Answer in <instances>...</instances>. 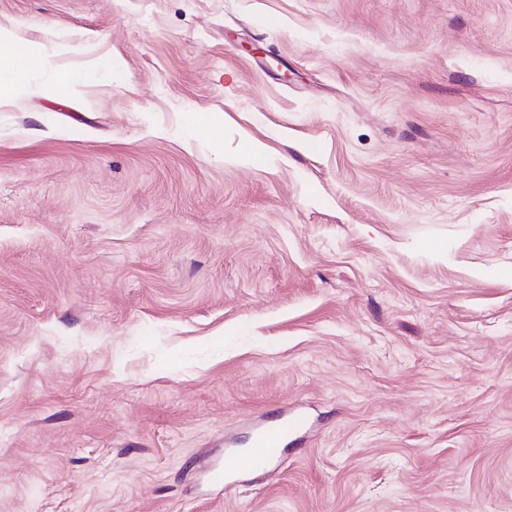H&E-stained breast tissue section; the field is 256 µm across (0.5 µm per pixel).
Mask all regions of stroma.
<instances>
[{"instance_id": "1", "label": "stroma", "mask_w": 512, "mask_h": 512, "mask_svg": "<svg viewBox=\"0 0 512 512\" xmlns=\"http://www.w3.org/2000/svg\"><path fill=\"white\" fill-rule=\"evenodd\" d=\"M0 29L45 58L0 100V512H512V0ZM305 427L304 415L288 414V412L274 423H262L255 428V448H247V454L256 452L258 448L260 450L247 458L224 457V462L221 465L214 466L208 472V485L224 490V487L235 486L242 473L266 468L277 457L288 437L300 433Z\"/></svg>"}]
</instances>
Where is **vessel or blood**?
<instances>
[{"label": "vessel or blood", "instance_id": "obj_1", "mask_svg": "<svg viewBox=\"0 0 512 512\" xmlns=\"http://www.w3.org/2000/svg\"><path fill=\"white\" fill-rule=\"evenodd\" d=\"M305 427L306 418L298 413H287L274 423L259 425L255 429L254 436L256 453L246 458L238 456L225 458L222 464L214 466L208 472V485L219 489L233 486L236 485L242 473L266 468L274 461L288 437L300 433Z\"/></svg>", "mask_w": 512, "mask_h": 512}]
</instances>
